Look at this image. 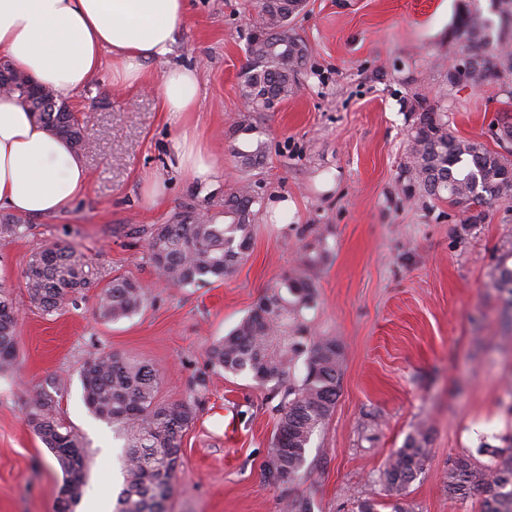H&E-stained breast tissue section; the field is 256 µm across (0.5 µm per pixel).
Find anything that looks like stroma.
Wrapping results in <instances>:
<instances>
[{"label":"stroma","instance_id":"stroma-1","mask_svg":"<svg viewBox=\"0 0 512 512\" xmlns=\"http://www.w3.org/2000/svg\"><path fill=\"white\" fill-rule=\"evenodd\" d=\"M469 2L308 0L293 22L307 47L301 89L258 116L269 154L243 174L231 147L245 112L241 73L256 0H188L173 53L148 71L156 79L172 65L199 68L188 127L215 163L207 184L169 168L178 127L161 112L157 86L115 88L104 68L68 99L84 118L89 190L62 213L24 217L25 236L0 240V289L19 316L17 363L0 373V512L55 510L62 472L25 409L55 377L65 381L53 391L58 416L87 451L75 512H112L125 441L88 411L80 380L97 351L156 366L158 404L196 400L169 512H283L290 500L307 501L311 512H352L378 498L387 459L419 428L431 451L405 492L411 512H481L479 499H449L443 480L450 457L512 433V325L492 286L512 255V202L486 206L482 223L466 224L447 201L402 191L418 95L440 96L456 136L496 146L490 124L506 99L499 85L452 90L447 82L458 62L448 42ZM157 174L165 188L151 203ZM244 180L262 199L244 260L221 282H159L140 229L181 211H217ZM283 196L294 209L276 224L270 204ZM321 242L328 253L302 267L304 249ZM47 244L84 254L102 282L139 279L150 301L117 322L99 316L93 290L42 311L23 271ZM298 268L316 287L305 321L315 335L336 337L344 360L336 405L313 434L303 471L278 486L264 477L277 399L250 376L213 366L207 351Z\"/></svg>","mask_w":512,"mask_h":512}]
</instances>
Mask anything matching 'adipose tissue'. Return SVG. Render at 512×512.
Segmentation results:
<instances>
[{"label":"adipose tissue","instance_id":"adipose-tissue-1","mask_svg":"<svg viewBox=\"0 0 512 512\" xmlns=\"http://www.w3.org/2000/svg\"><path fill=\"white\" fill-rule=\"evenodd\" d=\"M186 18V0H0V54L63 98L84 89L107 56L114 85H145L148 62L171 53ZM198 92L194 67L168 68L159 81L161 109L180 127L172 165L207 183L214 163L182 127ZM89 183L68 142L39 124L15 96L0 93V211L55 215L84 196Z\"/></svg>","mask_w":512,"mask_h":512}]
</instances>
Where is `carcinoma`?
<instances>
[{
    "instance_id": "cac0c4a2",
    "label": "carcinoma",
    "mask_w": 512,
    "mask_h": 512,
    "mask_svg": "<svg viewBox=\"0 0 512 512\" xmlns=\"http://www.w3.org/2000/svg\"><path fill=\"white\" fill-rule=\"evenodd\" d=\"M259 21L247 42L248 63L241 94L250 104L248 115L236 125L247 135L234 148L241 172L259 167L268 143L251 139L257 132L253 114L268 112L298 88L306 64V46L292 22L307 7V0H257ZM493 25L480 9L465 12L448 50L461 63L448 73L471 85L498 84L512 100V0H490ZM31 77L16 71L8 92L18 95L36 121L58 134L65 126L85 130L78 113L66 111L54 92L44 89L50 110L28 103ZM418 122L406 157L404 192L412 197L448 198L463 208L465 224H479L483 213L474 205L512 198V112L504 110L491 123L500 150L455 136L441 115L439 104L422 97ZM260 196L248 184L224 197L221 210L195 217L176 212L166 224L143 230L150 264L158 279L184 288L224 280L250 249ZM25 225L10 217L0 224V239L18 237ZM30 299L46 311L99 286L98 269L72 249L47 246L31 255L24 271ZM101 287V286H99ZM505 308L512 312V268L502 263L493 280ZM314 284L301 274L282 276L228 334L208 350L212 365L231 374H248L261 384L278 389L280 418L271 443L265 472L269 480L288 484L306 463L308 445L336 405L343 347L334 336H316L304 321V311L315 304ZM150 291L141 281L115 276L99 294L102 317L118 321L142 309ZM17 314L0 293V372L13 368L17 352ZM304 359V374L295 376V363ZM84 401L97 418L119 424L127 434L123 459V488L114 512H167L174 494V476L182 459L183 433L195 416V405L182 401L168 406L155 402L160 371L118 353L88 357L80 369ZM27 420L49 448L65 474L56 512H72L85 477L83 441L57 416L52 395L43 391L28 402ZM430 449L428 435L418 429L387 460L379 476L383 489L397 494L424 472ZM483 462L469 454L448 460L444 488L448 497L464 501L480 496L482 512H512V442L505 448L485 449Z\"/></svg>"
}]
</instances>
